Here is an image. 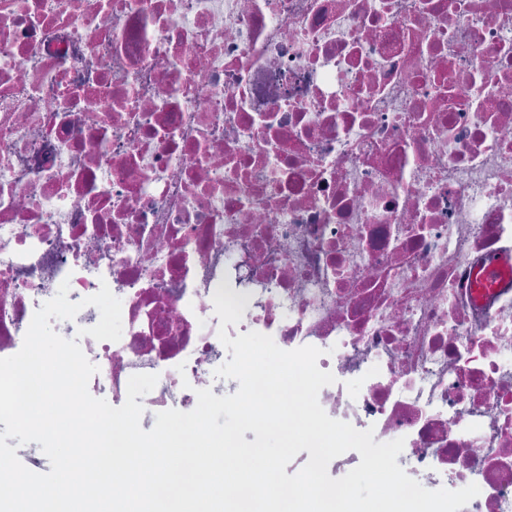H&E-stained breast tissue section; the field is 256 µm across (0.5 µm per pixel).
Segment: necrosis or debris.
<instances>
[{"instance_id": "1", "label": "necrosis or debris", "mask_w": 512, "mask_h": 512, "mask_svg": "<svg viewBox=\"0 0 512 512\" xmlns=\"http://www.w3.org/2000/svg\"><path fill=\"white\" fill-rule=\"evenodd\" d=\"M512 0H0V357L108 285L92 396L235 393L229 337L321 349L332 418L512 512ZM511 264L500 265L492 263L487 268L479 271L474 277V288H488L500 281L503 277L511 275Z\"/></svg>"}]
</instances>
